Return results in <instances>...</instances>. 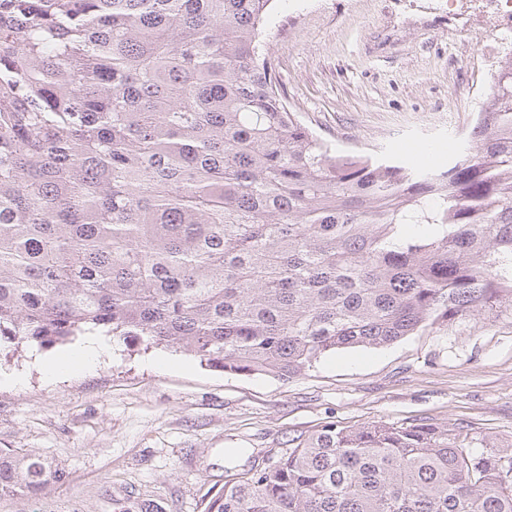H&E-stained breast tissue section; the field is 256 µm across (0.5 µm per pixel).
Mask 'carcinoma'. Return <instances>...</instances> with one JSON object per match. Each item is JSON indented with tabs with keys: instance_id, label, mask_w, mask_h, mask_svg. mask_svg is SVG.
I'll return each instance as SVG.
<instances>
[{
	"instance_id": "1",
	"label": "carcinoma",
	"mask_w": 512,
	"mask_h": 512,
	"mask_svg": "<svg viewBox=\"0 0 512 512\" xmlns=\"http://www.w3.org/2000/svg\"><path fill=\"white\" fill-rule=\"evenodd\" d=\"M272 2L0 0V342L288 380L512 304V52L448 167L374 159L288 109ZM290 442L204 512H512V449L461 423ZM63 477L0 453V492Z\"/></svg>"
}]
</instances>
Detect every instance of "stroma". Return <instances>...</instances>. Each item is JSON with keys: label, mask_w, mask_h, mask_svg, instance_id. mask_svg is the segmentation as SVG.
Here are the masks:
<instances>
[{"label": "stroma", "mask_w": 512, "mask_h": 512, "mask_svg": "<svg viewBox=\"0 0 512 512\" xmlns=\"http://www.w3.org/2000/svg\"><path fill=\"white\" fill-rule=\"evenodd\" d=\"M503 0H275L265 49L290 111L323 140L399 160L453 155L512 49ZM95 367L47 381L68 344L0 353V450L67 478L0 512H203L227 469L334 423H465L512 446V305L384 347L322 357L284 381L106 337Z\"/></svg>", "instance_id": "35a3bbf8"}]
</instances>
